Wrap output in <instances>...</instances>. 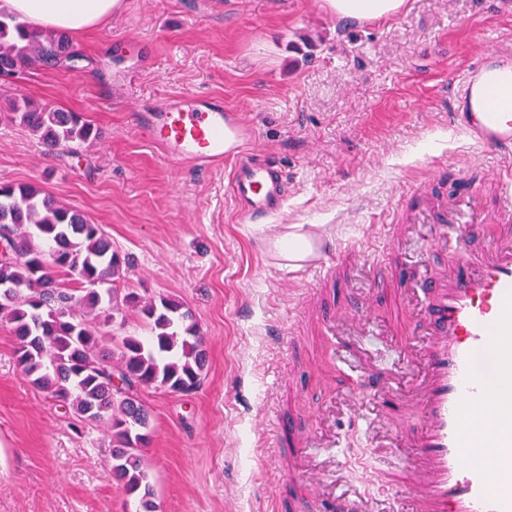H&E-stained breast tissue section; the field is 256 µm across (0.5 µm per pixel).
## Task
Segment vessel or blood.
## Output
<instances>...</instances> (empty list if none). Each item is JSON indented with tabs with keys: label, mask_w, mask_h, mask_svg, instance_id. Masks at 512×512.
<instances>
[{
	"label": "vessel or blood",
	"mask_w": 512,
	"mask_h": 512,
	"mask_svg": "<svg viewBox=\"0 0 512 512\" xmlns=\"http://www.w3.org/2000/svg\"><path fill=\"white\" fill-rule=\"evenodd\" d=\"M510 85L512 50L491 48L478 54L452 90L453 113L486 111L484 119L472 116L468 133L507 159L512 157V103L493 94ZM135 127L171 161H234L231 190L246 223L266 218L286 200L284 171L273 160L254 158L253 129L225 107L223 98L170 96L137 114ZM429 198L420 192L406 208L413 223L431 225L433 244L447 253L446 272L426 279L420 315L411 321V336L424 339L425 370L412 395L418 418L410 420L394 399L380 402L377 422L405 442L406 452L391 465L409 474L413 512H512V397L490 399L478 372V360L490 348L498 376L512 382V178H502L492 212L457 202L432 208ZM473 224L496 226V238L475 246L468 232ZM263 249L271 265L319 281L346 258L314 224L278 225ZM386 250L390 268L400 271V285L413 283L412 272L401 266L404 256L417 250L406 225L390 227ZM373 306L367 299L342 312L354 335H370ZM481 406L502 430L473 426L472 415ZM304 445V466L289 471V482L304 484L318 476L325 485L319 502L328 512H372L370 496L336 491L335 437L311 434ZM481 448L496 449L497 461L481 460Z\"/></svg>",
	"instance_id": "vessel-or-blood-1"
}]
</instances>
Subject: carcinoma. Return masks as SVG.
<instances>
[{"label": "carcinoma", "instance_id": "obj_1", "mask_svg": "<svg viewBox=\"0 0 512 512\" xmlns=\"http://www.w3.org/2000/svg\"><path fill=\"white\" fill-rule=\"evenodd\" d=\"M74 57L66 35H38L0 8V78ZM12 119L44 148L76 154L98 137L80 114L27 98L12 100ZM0 319L17 341L19 365L30 382L68 405L81 422H104L112 432V473L125 493L156 512L141 454L151 414L140 393L197 389L206 366L204 337L192 312L173 297L145 299L101 286L122 277L124 258L101 227L37 184L0 185ZM137 315L148 334L117 343L102 328Z\"/></svg>", "mask_w": 512, "mask_h": 512}]
</instances>
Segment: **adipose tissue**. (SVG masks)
<instances>
[{
	"label": "adipose tissue",
	"mask_w": 512,
	"mask_h": 512,
	"mask_svg": "<svg viewBox=\"0 0 512 512\" xmlns=\"http://www.w3.org/2000/svg\"><path fill=\"white\" fill-rule=\"evenodd\" d=\"M116 0H0L9 11L27 19L39 30L78 35L111 16ZM405 0H328L341 18L387 19L397 14Z\"/></svg>",
	"instance_id": "obj_1"
}]
</instances>
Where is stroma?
Returning a JSON list of instances; mask_svg holds the SVG:
<instances>
[{
    "mask_svg": "<svg viewBox=\"0 0 512 512\" xmlns=\"http://www.w3.org/2000/svg\"><path fill=\"white\" fill-rule=\"evenodd\" d=\"M490 38L512 48V0H406L385 21L336 18L326 0H125L70 38L74 61L0 85V183L38 184L82 211L128 259L118 288L179 299L205 337L198 389L142 394L158 512H289L305 489L288 483V443L314 430L343 437L337 489L368 492L379 512L410 506L391 471L370 482L375 458L393 453L388 433L347 430L344 408L354 394L409 390L423 371L422 340L394 355L396 281L374 278L388 226L438 172L482 177L488 207L499 192L503 159L448 125L450 91ZM176 94L223 98L255 128L254 150L287 173L281 211L243 223L231 165L173 164L137 135L135 114ZM18 96L81 113L97 140L46 153L10 119ZM278 224H320L339 247L359 245L345 282L268 268L258 243ZM375 291L370 323L387 336L351 339L359 370L329 365L303 297L332 317ZM15 346L0 322V512H143L112 477L110 431L33 388Z\"/></svg>",
    "mask_w": 512,
    "mask_h": 512,
    "instance_id": "stroma-1",
    "label": "stroma"
}]
</instances>
